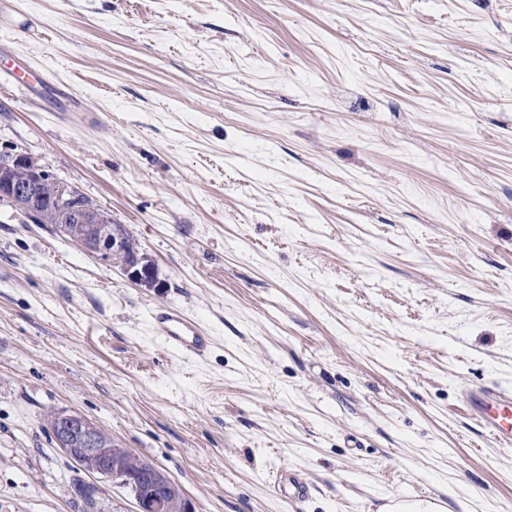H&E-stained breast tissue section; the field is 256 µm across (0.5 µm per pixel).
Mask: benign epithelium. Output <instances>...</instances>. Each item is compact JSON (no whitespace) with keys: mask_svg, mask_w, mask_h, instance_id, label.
Returning a JSON list of instances; mask_svg holds the SVG:
<instances>
[{"mask_svg":"<svg viewBox=\"0 0 512 512\" xmlns=\"http://www.w3.org/2000/svg\"><path fill=\"white\" fill-rule=\"evenodd\" d=\"M55 181L25 154L0 160V201H7L26 212L33 222L49 224L61 236L95 255L107 266L120 267L133 281L160 286L153 266L143 257L127 255L125 239L112 217L93 201L73 204L82 193L74 188L54 194V204L41 208L37 200L48 196ZM46 427L59 451L81 481L76 498L90 499L86 512H98L100 483L111 481L127 488L136 502V512H196L190 498L161 467L130 448L109 442L104 431L85 416L55 411L46 418Z\"/></svg>","mask_w":512,"mask_h":512,"instance_id":"benign-epithelium-1","label":"benign epithelium"}]
</instances>
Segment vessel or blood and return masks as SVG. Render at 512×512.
Segmentation results:
<instances>
[{"label":"vessel or blood","mask_w":512,"mask_h":512,"mask_svg":"<svg viewBox=\"0 0 512 512\" xmlns=\"http://www.w3.org/2000/svg\"><path fill=\"white\" fill-rule=\"evenodd\" d=\"M152 328L170 349L195 358L205 357L210 338L199 323L174 307L156 308ZM466 403L489 437L501 447L512 446V391L502 387L476 386L468 391Z\"/></svg>","instance_id":"vessel-or-blood-1"}]
</instances>
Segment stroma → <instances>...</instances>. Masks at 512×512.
<instances>
[{
	"instance_id": "35a3bbf8",
	"label": "stroma",
	"mask_w": 512,
	"mask_h": 512,
	"mask_svg": "<svg viewBox=\"0 0 512 512\" xmlns=\"http://www.w3.org/2000/svg\"><path fill=\"white\" fill-rule=\"evenodd\" d=\"M27 62L0 154L111 213L160 285L0 202V512H81L56 410L197 512L512 507L464 398L512 389V0H7L0 73ZM160 305L206 359L154 336ZM154 333L170 349L203 358L210 348V337L199 323L174 307H158L152 312ZM388 512H447V508L435 497H394L387 505Z\"/></svg>"
}]
</instances>
